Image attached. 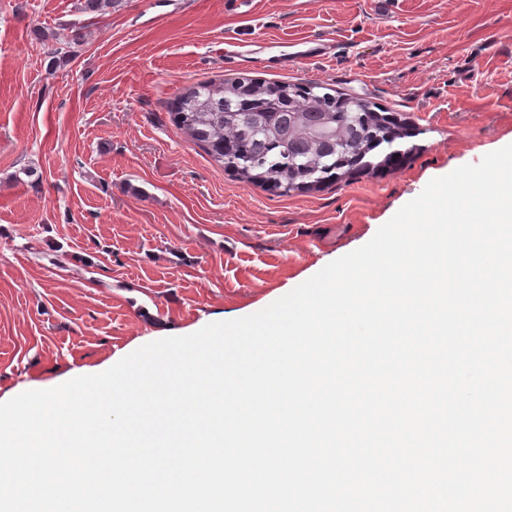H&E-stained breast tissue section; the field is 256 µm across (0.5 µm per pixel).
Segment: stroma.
Wrapping results in <instances>:
<instances>
[{
    "instance_id": "stroma-1",
    "label": "stroma",
    "mask_w": 512,
    "mask_h": 512,
    "mask_svg": "<svg viewBox=\"0 0 512 512\" xmlns=\"http://www.w3.org/2000/svg\"><path fill=\"white\" fill-rule=\"evenodd\" d=\"M0 0V396L254 314L512 144V0ZM314 40L324 56L282 68ZM317 81L411 118L402 166L278 196L172 122L193 84Z\"/></svg>"
}]
</instances>
